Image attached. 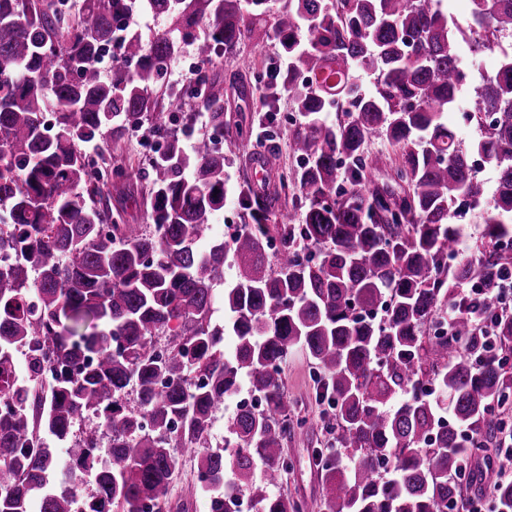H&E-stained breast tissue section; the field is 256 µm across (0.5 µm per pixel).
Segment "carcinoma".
<instances>
[{"mask_svg":"<svg viewBox=\"0 0 512 512\" xmlns=\"http://www.w3.org/2000/svg\"><path fill=\"white\" fill-rule=\"evenodd\" d=\"M271 2L148 0L170 25L148 42L129 30L119 52L136 71L119 65L104 79L98 56L129 0H0V512H73L80 473L95 486L82 512H163L173 448L199 454L210 512H238L242 492L254 512H309L270 491L288 479L293 426L306 427L281 378L296 350L332 415L333 443L316 453L327 512H447L461 497L448 474L467 455L445 415L493 437L488 413L512 395V375L490 360L512 351V312L496 292L512 279V253L499 248L512 239V53L474 88L484 132L471 149L448 111L469 83L460 45L479 54L512 36V0H470L467 27L444 0ZM270 29L288 60L271 97L288 92L300 117L288 176L304 207L300 224L282 214L273 266L263 220L276 191L241 184L253 223L210 239L226 197V158L212 145L224 132L219 82L208 84L211 133L190 151L153 98L179 43L210 62ZM131 126L166 138L147 162V224L112 221L108 180L90 174L89 145L107 132L120 143ZM375 135L396 155L368 149ZM474 155L496 173L490 193L471 175ZM461 199L480 208L491 249L450 266ZM229 259L228 319L213 326ZM470 284L484 289L475 301L462 297ZM21 348L47 392L18 380ZM244 387L261 408L234 414L224 451L198 453L214 412ZM87 413L110 437V460L89 434L67 448L59 483L44 436L67 439Z\"/></svg>","mask_w":512,"mask_h":512,"instance_id":"carcinoma-1","label":"carcinoma"}]
</instances>
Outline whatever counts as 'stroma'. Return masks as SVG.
I'll return each mask as SVG.
<instances>
[{"label":"stroma","instance_id":"obj_1","mask_svg":"<svg viewBox=\"0 0 512 512\" xmlns=\"http://www.w3.org/2000/svg\"><path fill=\"white\" fill-rule=\"evenodd\" d=\"M281 45L277 35H269L262 47L241 44L236 54L217 59L206 66L209 78L221 79L224 83V136L223 152L228 160L225 168L228 191L223 211L215 218V230L224 225L243 226L245 219L238 204L236 191L241 183L254 179L251 167L255 152L268 157L266 176L270 188H278L279 175L292 166L293 159L288 150V134L299 120L286 93H278L272 107H263L260 97L263 93L261 77L267 68L280 58ZM195 55L190 44H181L173 57L168 71L153 94L163 108L173 114L199 113L200 103L192 98H181L179 105H172L169 89L177 88L178 78L187 73ZM274 113L278 135L270 139L265 131L270 123L266 113ZM100 152L114 167L127 170L124 180L112 182L105 192L111 197L113 213L121 214L125 223H145L150 209L148 196L150 177L138 162L142 157V143L138 138L126 139L121 147H114L111 140L101 139ZM285 387L294 398L301 400L300 417L306 418L309 431L294 430L286 444L291 471L286 488L289 495L306 500L312 512L323 510V482L314 460L316 449L325 444L322 429L326 405L315 399V387L311 378L310 362L303 352L289 355L284 367ZM170 504H183L187 512H208V502L198 490L197 462L193 458L177 455L173 481L168 494Z\"/></svg>","mask_w":512,"mask_h":512}]
</instances>
